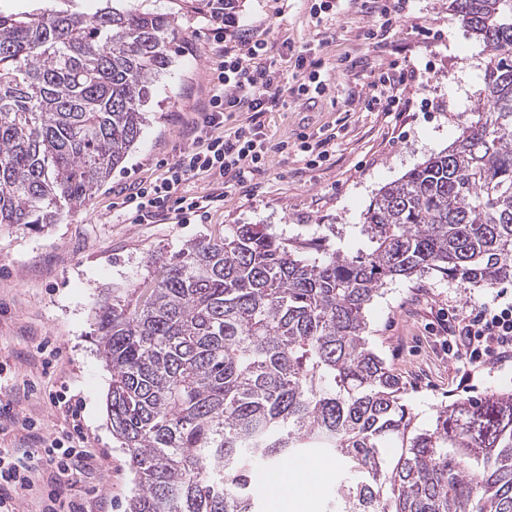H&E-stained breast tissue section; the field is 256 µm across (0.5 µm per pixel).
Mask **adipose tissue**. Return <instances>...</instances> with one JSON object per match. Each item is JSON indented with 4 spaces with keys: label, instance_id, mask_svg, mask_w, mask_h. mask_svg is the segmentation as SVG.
<instances>
[{
    "label": "adipose tissue",
    "instance_id": "obj_1",
    "mask_svg": "<svg viewBox=\"0 0 512 512\" xmlns=\"http://www.w3.org/2000/svg\"><path fill=\"white\" fill-rule=\"evenodd\" d=\"M332 476L326 464L283 462L275 464L269 473L273 494L270 512H288L289 502L309 494Z\"/></svg>",
    "mask_w": 512,
    "mask_h": 512
}]
</instances>
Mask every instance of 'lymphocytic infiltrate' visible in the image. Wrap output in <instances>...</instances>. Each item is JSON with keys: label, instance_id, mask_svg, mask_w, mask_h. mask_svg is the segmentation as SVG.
Masks as SVG:
<instances>
[{"label": "lymphocytic infiltrate", "instance_id": "f902f5d3", "mask_svg": "<svg viewBox=\"0 0 512 512\" xmlns=\"http://www.w3.org/2000/svg\"><path fill=\"white\" fill-rule=\"evenodd\" d=\"M412 0H309V18L314 26L349 8H359L371 18L364 38L381 47L391 32L407 17ZM214 43L223 50L209 72L210 96L191 129L190 144L173 161L162 164L155 180L122 192L120 209L132 224L174 219L186 223L203 216L221 192L229 187L250 189L261 175L270 152L295 155L306 168L316 169L333 157L336 133H302L292 141L270 143L263 117L286 102L315 103L332 89L323 72L314 43L295 44L290 39L270 42L255 38L242 24L239 0H206ZM416 65L390 64L370 83L367 109L371 112H404L410 106L400 97L401 86L418 81ZM245 119L226 127L234 114ZM207 178L217 190L208 196L185 194L184 185ZM444 347L469 371L505 368L512 364V301L500 297L475 304L471 310L440 318ZM22 430L20 448H0V512H18L20 499L38 494L36 478L40 462L55 469L54 490L38 494L40 512H88L86 505L62 496L60 489L93 461L80 430L63 436H43L34 419L18 418L12 399H0V422Z\"/></svg>", "mask_w": 512, "mask_h": 512}]
</instances>
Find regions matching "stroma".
I'll use <instances>...</instances> for the list:
<instances>
[{
  "mask_svg": "<svg viewBox=\"0 0 512 512\" xmlns=\"http://www.w3.org/2000/svg\"><path fill=\"white\" fill-rule=\"evenodd\" d=\"M132 3L172 14L179 33L171 48L174 64L155 85L149 121L123 169L84 206L63 210L55 224L41 230L0 227V393L13 398L19 417L37 419L45 436L71 429L50 394L65 390L77 397L83 435L97 460L70 488L91 512H123L135 489L129 459L106 417L112 372L97 350L98 304L150 278L154 262L230 224H265L284 238L311 240L350 256L368 252L359 226L378 190L450 146L470 108L485 96L482 47L448 0H415L383 49L363 40L368 19L356 9L317 29L306 0H240L245 24L268 41L288 37L300 45L324 39L320 57L333 97L311 106L287 103L266 114L265 129L273 143L339 129L335 156L331 164L307 170L298 157L276 154L254 192L225 189L205 220L129 224L115 207L121 191L159 176L160 161L189 143L190 123L208 98L209 68L217 57L205 0ZM104 5L105 0H0L7 13L89 15ZM424 26L443 31L444 40H424ZM346 56L357 61L353 71L341 65ZM397 58L423 68L421 84L405 95L425 100V108L367 111L371 72ZM490 294V288L431 272L387 282L367 308L370 340L403 382V402L416 428H430L442 404L512 392L510 368L478 374L469 387H460L462 364L443 355L439 337L428 329L440 309L462 308Z\"/></svg>",
  "mask_w": 512,
  "mask_h": 512,
  "instance_id": "stroma-1",
  "label": "stroma"
}]
</instances>
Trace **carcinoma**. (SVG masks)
<instances>
[{
  "label": "carcinoma",
  "mask_w": 512,
  "mask_h": 512,
  "mask_svg": "<svg viewBox=\"0 0 512 512\" xmlns=\"http://www.w3.org/2000/svg\"><path fill=\"white\" fill-rule=\"evenodd\" d=\"M452 2L483 47L486 102L378 191L369 252L313 254L231 224L96 312L107 416L136 482L125 512H259L256 477L312 452L350 475L337 512H512V393L457 399L418 430L366 336L389 280H512V0ZM176 34L158 10L0 12V225L55 224L109 180Z\"/></svg>",
  "instance_id": "cac0c4a2"
}]
</instances>
